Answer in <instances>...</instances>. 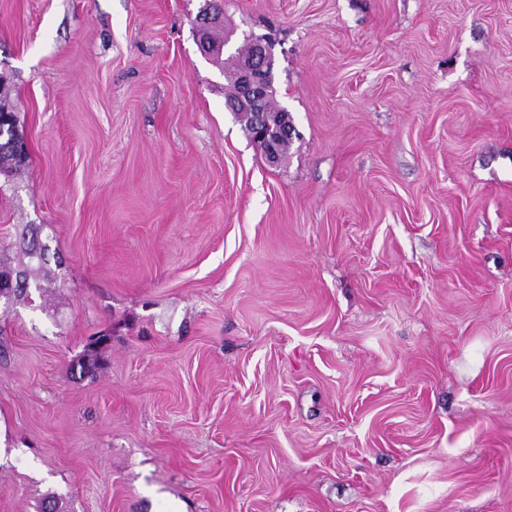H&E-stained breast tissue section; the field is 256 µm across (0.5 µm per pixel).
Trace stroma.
Masks as SVG:
<instances>
[{"instance_id":"obj_1","label":"stroma","mask_w":512,"mask_h":512,"mask_svg":"<svg viewBox=\"0 0 512 512\" xmlns=\"http://www.w3.org/2000/svg\"><path fill=\"white\" fill-rule=\"evenodd\" d=\"M215 3L279 165L205 0H0V512H512V0ZM224 26V17L221 11L217 9H213L211 7L203 8L196 18V31L199 38V46L201 52L208 57L215 56L218 52L220 55L223 54L225 47L229 41V35L224 33V38L217 37L213 33L211 36V40L214 43L221 45L220 49H217L215 46H210L209 44V32L216 27ZM250 42L259 62L241 66L231 74L238 85L239 94L225 105L236 117L251 122L256 139L267 144V162L277 165L284 158L280 142L288 137L293 139L295 127L286 108L282 107L280 112L265 111L266 100L276 94L271 44L263 36L253 37ZM12 270H16L18 271V273L21 274L22 276V282L19 283L17 282L16 285H15V288H14V282H15V279H16V276L14 274L12 275H7V273H10ZM0 273H1V279H0V300L2 301V299H7L10 295H9V291L12 289L11 291V297H14L15 299L16 298H20L21 296H23L27 289H28V281H29V278H28V274H27V271L26 270H17V269H13L9 266H3L2 263L0 264ZM4 274V275H2ZM7 289H10L9 291ZM9 299V300H10Z\"/></svg>"}]
</instances>
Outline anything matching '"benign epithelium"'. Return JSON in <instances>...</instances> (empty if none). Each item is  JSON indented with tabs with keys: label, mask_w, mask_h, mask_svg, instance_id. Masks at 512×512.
I'll return each mask as SVG.
<instances>
[{
	"label": "benign epithelium",
	"mask_w": 512,
	"mask_h": 512,
	"mask_svg": "<svg viewBox=\"0 0 512 512\" xmlns=\"http://www.w3.org/2000/svg\"><path fill=\"white\" fill-rule=\"evenodd\" d=\"M222 26H224V17L221 11L205 7L198 14L196 31L199 46L204 55L213 57L225 50L223 46L217 48L209 44V32ZM251 44L258 63L241 66L232 73V79L238 85L239 94L235 99L226 102V107L236 117L251 122L256 139L267 144L265 153L267 162L277 165L284 158L281 140L294 137L295 127L287 109L283 108L279 112L265 111L266 100L276 94L272 50L269 40L263 36L252 38Z\"/></svg>",
	"instance_id": "1"
}]
</instances>
